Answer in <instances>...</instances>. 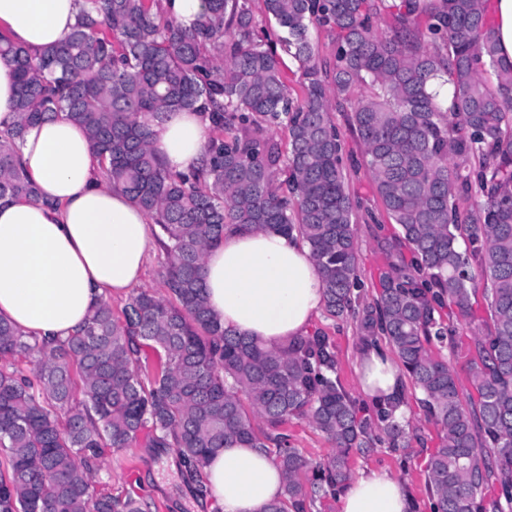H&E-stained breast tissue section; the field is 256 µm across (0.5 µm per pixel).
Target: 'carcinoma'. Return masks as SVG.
Returning a JSON list of instances; mask_svg holds the SVG:
<instances>
[{
    "label": "carcinoma",
    "instance_id": "1",
    "mask_svg": "<svg viewBox=\"0 0 512 512\" xmlns=\"http://www.w3.org/2000/svg\"><path fill=\"white\" fill-rule=\"evenodd\" d=\"M264 7L301 70L300 97L258 42L249 0H204L189 28L162 0H85L38 62L0 39L17 75L16 120L0 131V198L37 197L17 167V142L28 125L65 113L89 132L109 185L160 228L169 293L141 291L118 316L102 300L80 333L54 346L0 320V512H153V501L129 492H90L103 449L142 436L149 448L177 449L191 478L218 448H265L285 477L266 512H308L336 497L375 432L394 449L405 443L396 416L405 394L371 407L352 397L323 330L269 349L224 329L202 270L230 226L301 236L324 315L355 319L361 347L383 341L397 354L437 429L425 469L435 512H512V64L498 56L489 0ZM384 14L386 33L377 29ZM313 28L334 34L333 62L319 59ZM361 86L352 125L401 230L381 238L387 265L365 302L355 294L363 201L347 189L331 115L332 96L347 102ZM175 110L209 113V159L195 175L166 174L152 147L150 122ZM474 189L483 203L460 211ZM462 235L469 254L458 249ZM480 289L493 329L472 336L465 391L434 348L457 343L442 310L471 323ZM34 351L41 358L27 375L17 358ZM294 419L331 442L325 462L310 469L292 447Z\"/></svg>",
    "mask_w": 512,
    "mask_h": 512
}]
</instances>
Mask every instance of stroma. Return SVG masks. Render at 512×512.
Wrapping results in <instances>:
<instances>
[{
  "instance_id": "1",
  "label": "stroma",
  "mask_w": 512,
  "mask_h": 512,
  "mask_svg": "<svg viewBox=\"0 0 512 512\" xmlns=\"http://www.w3.org/2000/svg\"><path fill=\"white\" fill-rule=\"evenodd\" d=\"M332 117L344 144L347 188L359 196L371 211L370 217L361 218L358 223L359 291L369 295L373 292L377 273L385 263V256L374 237L373 224L377 221L384 223L385 232L389 235L398 234L399 227L390 223L376 194L372 176L360 164L363 145L351 125L349 107L343 104L336 106ZM311 326L322 329L334 340L341 382L351 396L362 398L357 372L361 351L355 322L350 319L335 322L319 315L313 319ZM404 392L408 412L404 425L409 437L406 448L395 453L387 443H379L366 454L354 457L352 473L357 476L368 469H386L415 501L418 512H431L425 491V455L417 437L421 434L436 436L437 430L425 421L412 386H405ZM177 455V450L173 448H148L142 445L119 450L106 449L92 488L97 493L135 492L147 495L156 503L158 512H209L204 496L188 479L184 466L174 464L173 459Z\"/></svg>"
}]
</instances>
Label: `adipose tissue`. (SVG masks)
<instances>
[{
	"instance_id": "ef3b65f1",
	"label": "adipose tissue",
	"mask_w": 512,
	"mask_h": 512,
	"mask_svg": "<svg viewBox=\"0 0 512 512\" xmlns=\"http://www.w3.org/2000/svg\"><path fill=\"white\" fill-rule=\"evenodd\" d=\"M83 0H0V33L35 56L75 26ZM211 121L200 112L167 113L151 124L165 172L203 165ZM19 151L36 200L0 199V318L39 340L76 334L108 296L139 285L153 247L150 215L109 188L87 131L59 116L26 128ZM205 297L225 329L280 346L305 335L323 308L309 245L298 235L230 230L204 258ZM363 393L384 399L405 376L383 349L363 353ZM218 512H266L284 493L272 455L234 445L217 449L201 477ZM340 512H412L414 502L386 470H371L339 493Z\"/></svg>"
}]
</instances>
